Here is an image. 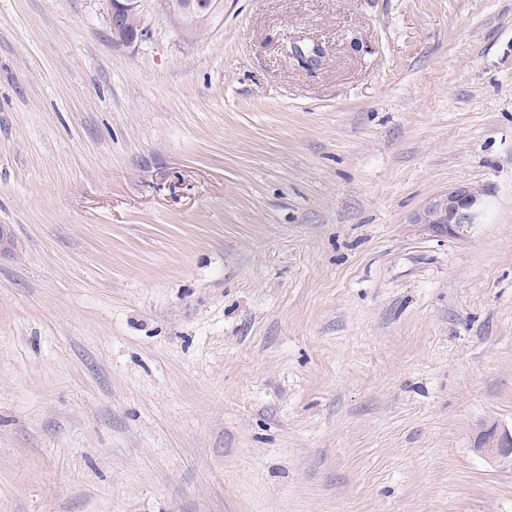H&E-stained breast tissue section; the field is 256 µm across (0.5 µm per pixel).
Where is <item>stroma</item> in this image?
<instances>
[{"instance_id": "1", "label": "stroma", "mask_w": 512, "mask_h": 512, "mask_svg": "<svg viewBox=\"0 0 512 512\" xmlns=\"http://www.w3.org/2000/svg\"><path fill=\"white\" fill-rule=\"evenodd\" d=\"M492 424L512 0H0V512H512ZM104 2L107 4L112 40L126 45L133 44L141 29L134 24H129V21L141 17L142 5L145 0H104ZM164 11L175 21L178 27L188 33H193L196 29V21L202 18H195V14H200V6L198 3L193 5L194 1H187L180 3L176 0H160ZM219 5L222 12L214 11L212 15L207 17L204 21L200 22V26L196 31L205 30L223 17L224 0L214 1L212 6ZM195 7V8H194ZM483 190L458 185L429 199L415 214L413 223L440 235L453 237L461 224H471L474 209L480 204ZM474 452L491 463L512 465V433L492 425L475 442Z\"/></svg>"}]
</instances>
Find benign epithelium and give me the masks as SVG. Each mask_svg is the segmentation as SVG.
Listing matches in <instances>:
<instances>
[{
    "instance_id": "7a95c632",
    "label": "benign epithelium",
    "mask_w": 512,
    "mask_h": 512,
    "mask_svg": "<svg viewBox=\"0 0 512 512\" xmlns=\"http://www.w3.org/2000/svg\"><path fill=\"white\" fill-rule=\"evenodd\" d=\"M112 40L130 45L134 43L141 29L129 24L133 18L142 14L145 0H104ZM164 11L175 21L178 27L188 33L196 29L195 14L200 6L191 0L184 3L178 0H160ZM483 190L470 185H458L429 199L415 214L413 223L440 235L453 237L457 228L471 223L474 209L480 204ZM474 452L491 463L512 465V432L496 425L481 433L475 442Z\"/></svg>"
}]
</instances>
